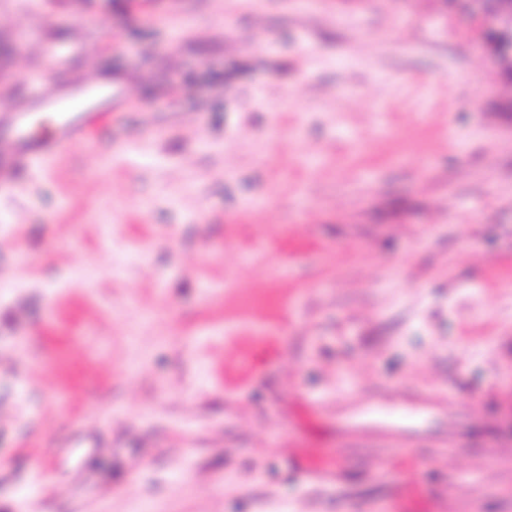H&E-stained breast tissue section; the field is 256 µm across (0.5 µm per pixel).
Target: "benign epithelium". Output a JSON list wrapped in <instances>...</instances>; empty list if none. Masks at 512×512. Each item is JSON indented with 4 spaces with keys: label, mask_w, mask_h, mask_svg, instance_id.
Returning a JSON list of instances; mask_svg holds the SVG:
<instances>
[{
    "label": "benign epithelium",
    "mask_w": 512,
    "mask_h": 512,
    "mask_svg": "<svg viewBox=\"0 0 512 512\" xmlns=\"http://www.w3.org/2000/svg\"><path fill=\"white\" fill-rule=\"evenodd\" d=\"M487 54L499 65L512 58V0H467Z\"/></svg>",
    "instance_id": "obj_1"
}]
</instances>
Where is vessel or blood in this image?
Wrapping results in <instances>:
<instances>
[{"mask_svg":"<svg viewBox=\"0 0 512 512\" xmlns=\"http://www.w3.org/2000/svg\"><path fill=\"white\" fill-rule=\"evenodd\" d=\"M124 90L117 72L108 80L67 74L36 93L8 99L0 113V196L14 192L17 169L64 155L75 144L92 140L101 124L119 119L125 110ZM42 113L56 116L47 136L32 132Z\"/></svg>","mask_w":512,"mask_h":512,"instance_id":"b4317fda","label":"vessel or blood"}]
</instances>
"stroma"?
I'll return each instance as SVG.
<instances>
[{
	"mask_svg": "<svg viewBox=\"0 0 512 512\" xmlns=\"http://www.w3.org/2000/svg\"><path fill=\"white\" fill-rule=\"evenodd\" d=\"M128 108L0 197V512H512V82L444 0H0Z\"/></svg>",
	"mask_w": 512,
	"mask_h": 512,
	"instance_id": "stroma-1",
	"label": "stroma"
}]
</instances>
